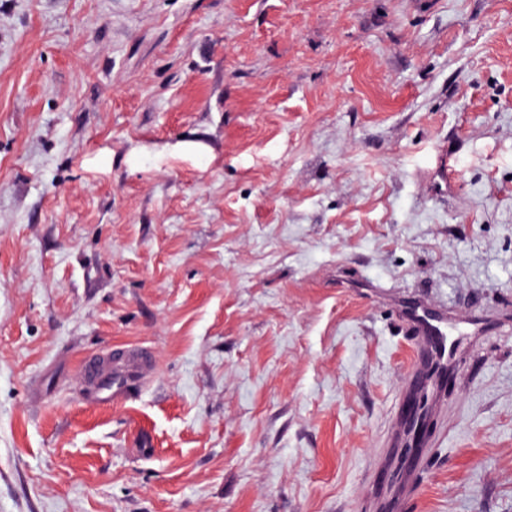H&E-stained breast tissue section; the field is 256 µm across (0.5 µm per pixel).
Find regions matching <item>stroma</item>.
Returning a JSON list of instances; mask_svg holds the SVG:
<instances>
[{
    "mask_svg": "<svg viewBox=\"0 0 512 512\" xmlns=\"http://www.w3.org/2000/svg\"><path fill=\"white\" fill-rule=\"evenodd\" d=\"M422 297L512 310V0H0V512H512V324L388 443ZM458 150H449L447 146H443L438 152L434 167V173L436 174L437 183L446 188L451 186L457 177L456 169V154ZM145 368L146 362L142 356L131 355L112 370H108L102 361H86L81 365V372L92 383L91 399L98 404H110L139 382Z\"/></svg>",
    "mask_w": 512,
    "mask_h": 512,
    "instance_id": "35a3bbf8",
    "label": "stroma"
}]
</instances>
